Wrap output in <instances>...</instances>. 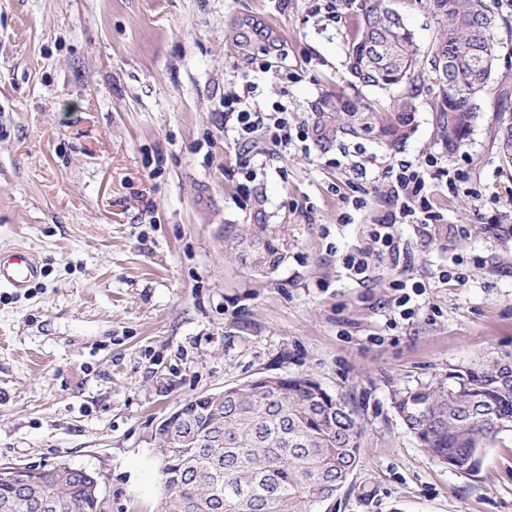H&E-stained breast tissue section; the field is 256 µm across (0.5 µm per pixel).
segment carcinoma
<instances>
[{
	"label": "carcinoma",
	"mask_w": 512,
	"mask_h": 512,
	"mask_svg": "<svg viewBox=\"0 0 512 512\" xmlns=\"http://www.w3.org/2000/svg\"><path fill=\"white\" fill-rule=\"evenodd\" d=\"M498 0H426L436 35L421 50L391 0H368L353 24L349 71L354 87L403 88L387 106L357 104L349 96L325 97L315 107L314 131L327 146L341 135L376 138L399 146L414 130L415 99L422 70L441 89L436 104L438 135L451 152L466 145L479 117L481 94L499 60L498 31L508 19ZM508 95L497 108L495 141L512 166V113ZM227 250L256 269L281 259L266 224H227ZM506 365L494 361L448 373L447 380L399 393L396 408L426 451L465 473L480 468L485 448L512 431V383ZM207 402L184 410V432L204 423ZM362 426L341 397L305 377H281L275 388L257 383L228 393L224 432L182 455L159 445L160 476L174 512H204L196 495L217 502L215 512H316L346 482L357 462ZM56 512H92L84 470L72 468L39 489Z\"/></svg>",
	"instance_id": "1"
}]
</instances>
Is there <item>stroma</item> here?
<instances>
[{"label": "stroma", "mask_w": 512, "mask_h": 512, "mask_svg": "<svg viewBox=\"0 0 512 512\" xmlns=\"http://www.w3.org/2000/svg\"><path fill=\"white\" fill-rule=\"evenodd\" d=\"M364 0H0V255H37L0 288V467L65 464L98 480L102 512H156V425L193 397L261 376H309L362 428L358 463L318 512H512V432L474 474L433 458L395 392L449 369L512 362V167L494 140L499 65L469 140L438 139L436 86L387 149L324 150L312 106L347 87ZM288 109L292 140L238 135L227 92ZM434 160L439 219L395 228L401 255L366 281L387 166ZM228 224H266L282 253L224 255ZM408 294L411 315L398 299ZM38 271V261L28 251H17L3 259L0 257V288H26L37 277Z\"/></svg>", "instance_id": "1"}]
</instances>
